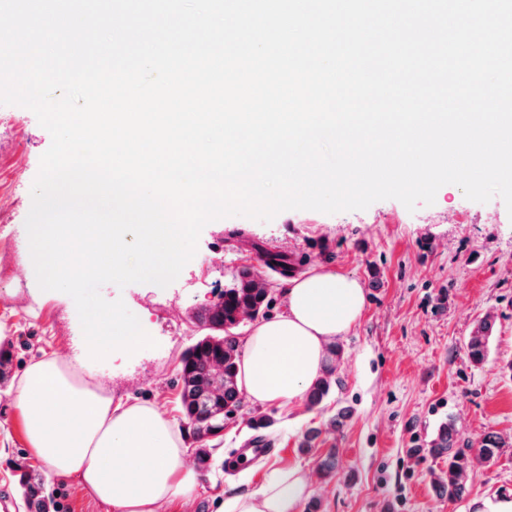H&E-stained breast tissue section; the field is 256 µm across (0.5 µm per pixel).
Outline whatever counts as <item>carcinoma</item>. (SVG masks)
<instances>
[{"instance_id": "1", "label": "carcinoma", "mask_w": 512, "mask_h": 512, "mask_svg": "<svg viewBox=\"0 0 512 512\" xmlns=\"http://www.w3.org/2000/svg\"><path fill=\"white\" fill-rule=\"evenodd\" d=\"M268 269L281 277L294 271L288 258L279 253H268L265 257ZM254 269L242 267L233 286L224 289L219 301L196 315L203 334L182 354L179 370L181 384V413L186 424L185 431L196 444L195 458L200 469L210 470L213 465L210 438L224 431L226 420L233 418L241 407V391L237 375L241 360L238 329L247 322L269 315L272 307L271 288L256 285ZM493 323L481 320L467 338L466 351L470 363L479 367L485 363L489 353ZM341 349L331 350V360L310 385L307 392L308 408L313 409L326 400L339 384L336 378ZM274 420L267 414L253 416L249 424L258 432L254 440L271 446L265 431ZM504 447L500 437L488 434L473 450L462 438L456 422L447 419L441 422L427 442V448H410L408 452L419 455L423 452L444 461L443 468L431 474V486L437 496L450 502L465 499L470 491V473L475 464L490 466L497 460ZM24 496L34 512H51L53 503L48 494L36 486L28 476H23Z\"/></svg>"}]
</instances>
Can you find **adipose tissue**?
Segmentation results:
<instances>
[{
	"label": "adipose tissue",
	"mask_w": 512,
	"mask_h": 512,
	"mask_svg": "<svg viewBox=\"0 0 512 512\" xmlns=\"http://www.w3.org/2000/svg\"><path fill=\"white\" fill-rule=\"evenodd\" d=\"M285 294L284 310L252 327L240 364L241 389L261 405L298 404L328 348L366 307L357 279L321 266L291 279ZM149 340L146 327L125 323L115 311L100 313L85 359L74 365L43 355L24 368L16 388L28 446L47 477L76 479L112 512H160L165 503L190 498L197 485L188 450L166 414L149 402H114L94 382L98 360ZM308 493L300 467H281L258 489L228 496L219 512H301Z\"/></svg>",
	"instance_id": "obj_1"
}]
</instances>
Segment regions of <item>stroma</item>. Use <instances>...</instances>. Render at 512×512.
<instances>
[{"label":"stroma","instance_id":"obj_1","mask_svg":"<svg viewBox=\"0 0 512 512\" xmlns=\"http://www.w3.org/2000/svg\"><path fill=\"white\" fill-rule=\"evenodd\" d=\"M50 145L49 132L32 111L0 105V204L9 213L8 223H0V349L11 358L0 379V503L28 512L20 487L26 474L44 481L59 512H112L76 480L47 479L14 404V385L31 360L53 352L74 360L84 345L74 300L59 291H36L35 281L15 263L32 184ZM268 250L287 255L297 270L320 264L362 284L366 309L338 340L340 383L313 410L303 402L279 407L243 400L212 442L211 472L198 473L189 501H174L163 512H218L226 497L257 489L288 464L308 473L310 495L321 500L323 512H471L473 500L511 495L512 215L501 198L473 202L453 184L438 190L433 205L412 212L388 199L335 214L288 210L268 222L234 216L208 223L194 257L167 287H100L104 299H123L147 324L151 340L102 360L97 382L114 399L155 403L182 427L180 359L198 335L190 314L217 301L242 266L269 276ZM486 317L494 331L488 359L477 368L465 342ZM345 406L352 417L343 429L330 431L329 418ZM260 412L275 420L271 454L237 471L225 468L231 451L252 437L248 420ZM447 418L470 444L489 433L505 441L495 464L474 468L472 492L459 502L432 490L430 475L441 460L409 453ZM309 428L322 434L315 452L306 455L298 442ZM332 448L339 464L326 479L318 458Z\"/></svg>","mask_w":512,"mask_h":512}]
</instances>
